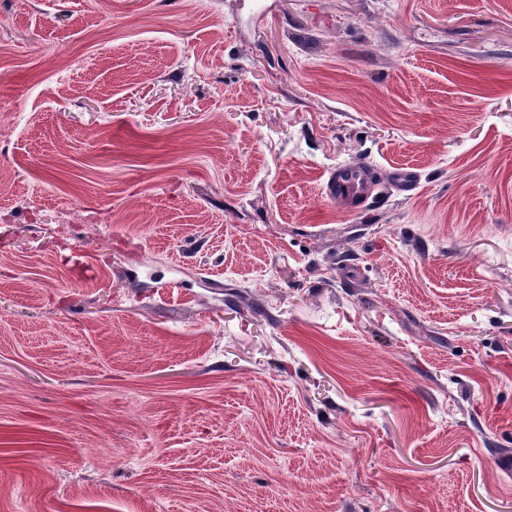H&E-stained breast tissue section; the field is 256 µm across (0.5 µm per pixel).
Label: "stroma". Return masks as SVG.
<instances>
[{
    "label": "stroma",
    "mask_w": 512,
    "mask_h": 512,
    "mask_svg": "<svg viewBox=\"0 0 512 512\" xmlns=\"http://www.w3.org/2000/svg\"><path fill=\"white\" fill-rule=\"evenodd\" d=\"M1 167L0 512H512V0H0ZM369 166L338 165L328 175L325 192L330 199L365 202L374 181Z\"/></svg>",
    "instance_id": "obj_1"
}]
</instances>
